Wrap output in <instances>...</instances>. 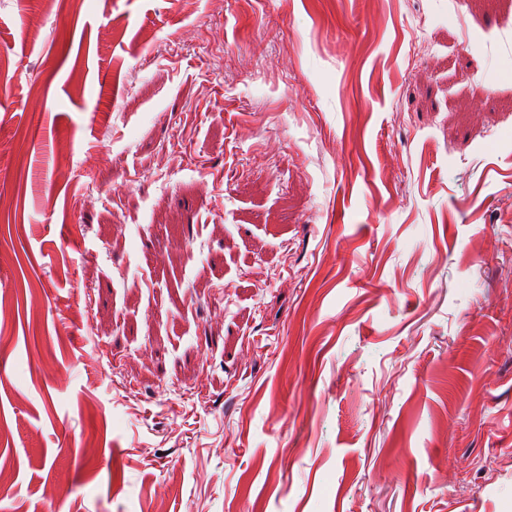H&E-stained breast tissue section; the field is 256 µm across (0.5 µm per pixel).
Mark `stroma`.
I'll return each mask as SVG.
<instances>
[{"label":"stroma","mask_w":512,"mask_h":512,"mask_svg":"<svg viewBox=\"0 0 512 512\" xmlns=\"http://www.w3.org/2000/svg\"><path fill=\"white\" fill-rule=\"evenodd\" d=\"M0 512H512V0H0Z\"/></svg>","instance_id":"obj_1"}]
</instances>
